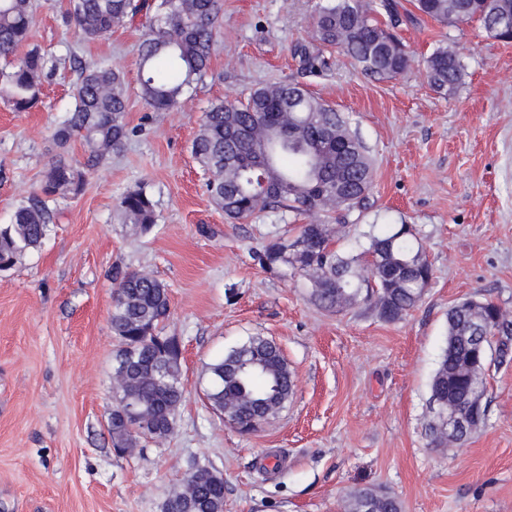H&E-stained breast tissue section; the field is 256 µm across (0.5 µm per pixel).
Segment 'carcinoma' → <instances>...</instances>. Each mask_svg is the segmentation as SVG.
Returning <instances> with one entry per match:
<instances>
[{"instance_id": "1", "label": "carcinoma", "mask_w": 512, "mask_h": 512, "mask_svg": "<svg viewBox=\"0 0 512 512\" xmlns=\"http://www.w3.org/2000/svg\"><path fill=\"white\" fill-rule=\"evenodd\" d=\"M415 9L443 25L478 21L489 14L512 21V0H413ZM387 22L370 17L367 0H321L314 24L322 45L340 50L370 77L402 74L408 56L394 29L414 15L401 14L397 0H379ZM223 10L222 0H68L66 17L86 41L141 17L149 27L140 44V95L155 112L178 107L187 90L201 80L210 65ZM34 0H0V99L16 112L41 103L47 64L44 51L32 46L17 63V49L32 39ZM308 69L326 66L321 53L295 49ZM431 86L451 94L465 71L463 58L450 46L438 45L425 60ZM71 86L74 107L54 133L64 147L78 136L89 159L100 162L119 152L127 137V84L123 72L107 64L78 66ZM191 153L209 174L206 191L213 204L233 220L264 211L345 219L367 198L373 184L369 151L350 119L295 83L279 82L254 89L243 102H216L204 113ZM83 172L57 158L44 173L40 193L15 211L12 222L0 224V270L15 266L41 247L56 214L47 201L78 194ZM122 223L142 232L156 221L154 203L141 189L120 200ZM336 227L313 222L298 226L297 235L269 239L253 254L266 271L304 279L309 298L323 310L355 306L361 298L374 301L381 319H400L421 300L431 283L432 266L409 224H372L356 242V251L335 248ZM110 324L119 347L114 356L115 405L107 430L115 451L125 453L141 442L163 440L173 432L185 398L180 343L164 333L168 317L167 286L149 273L118 271ZM512 336V316L496 303L465 300L448 310V340L435 369L430 392L440 396V384L460 404L475 392L486 393L485 372L492 348L488 336ZM292 372L277 343L250 336L208 367L206 399L213 410L231 412V426L242 435L260 429L285 407L293 394ZM136 414H121L123 402ZM442 419L430 418L428 431L435 447L462 446L473 429L444 436ZM377 501L376 512H402L401 502L385 491L357 490L345 512H364L365 502ZM162 512H224V481L206 462L188 464L181 484L163 504Z\"/></svg>"}]
</instances>
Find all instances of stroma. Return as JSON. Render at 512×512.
Instances as JSON below:
<instances>
[{
	"label": "stroma",
	"mask_w": 512,
	"mask_h": 512,
	"mask_svg": "<svg viewBox=\"0 0 512 512\" xmlns=\"http://www.w3.org/2000/svg\"><path fill=\"white\" fill-rule=\"evenodd\" d=\"M315 3L223 0L210 68L169 112L139 94L141 22L89 42L55 0L38 9L32 41L51 70L33 111L0 100V224L37 191L56 152L85 182L50 201L57 219L43 245L0 271V512H161L198 458L224 476V512H343L365 487L393 493L402 512H512V355L491 363L487 422L466 445L436 448L425 433L449 308L487 299L512 313V42L424 17L397 30L408 69L372 78L323 49ZM443 41L467 64L452 94L430 86L424 62ZM299 45L323 51L328 67L303 69ZM74 56L120 69L128 85L129 134L95 166L80 139L62 150L53 140L73 107ZM284 81L349 115L375 163L368 203L349 215L337 249L372 224L418 232L433 279L400 320H382L369 302L322 311L301 279L252 258L306 216L266 210L233 223L206 191L191 155L204 112ZM137 188L155 205L146 233L117 219L120 199ZM118 270H146L166 285L165 332L181 341L186 387L172 435L124 456L106 427ZM255 334L281 347L294 394L242 435L207 402L205 370Z\"/></svg>",
	"instance_id": "stroma-1"
}]
</instances>
